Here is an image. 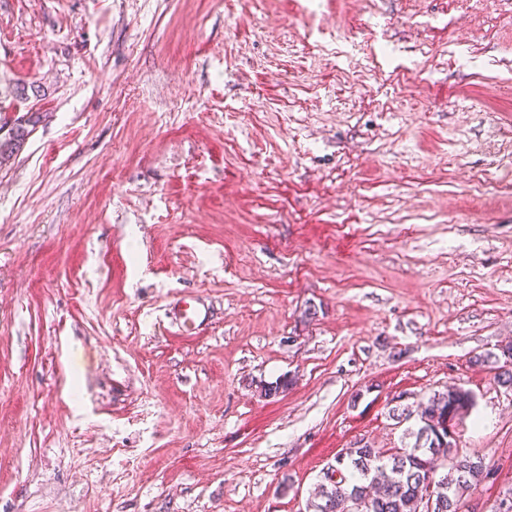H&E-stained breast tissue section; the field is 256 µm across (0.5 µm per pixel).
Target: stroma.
<instances>
[{"label": "stroma", "mask_w": 512, "mask_h": 512, "mask_svg": "<svg viewBox=\"0 0 512 512\" xmlns=\"http://www.w3.org/2000/svg\"><path fill=\"white\" fill-rule=\"evenodd\" d=\"M30 112L0 167V512H306L451 385L496 471L461 512H499L512 0H0V126ZM27 115L28 113L18 117L4 137H0V167L17 155L31 133L28 127L34 126L39 121L38 116L30 114V116L25 118ZM174 319L187 335H193L210 316L209 304L202 297L179 298L172 307Z\"/></svg>", "instance_id": "obj_1"}]
</instances>
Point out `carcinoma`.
<instances>
[{
	"label": "carcinoma",
	"instance_id": "cac0c4a2",
	"mask_svg": "<svg viewBox=\"0 0 512 512\" xmlns=\"http://www.w3.org/2000/svg\"><path fill=\"white\" fill-rule=\"evenodd\" d=\"M39 121L30 115L17 118L0 137V165L17 155L29 127ZM472 406L470 394L456 387L433 394L417 412L419 427L410 447L376 448L356 442L336 456V481H322L309 512H424L423 497L430 493L431 512H460L470 489L490 478L483 458L459 452L448 427ZM448 457L445 475L431 481L439 458Z\"/></svg>",
	"mask_w": 512,
	"mask_h": 512
}]
</instances>
